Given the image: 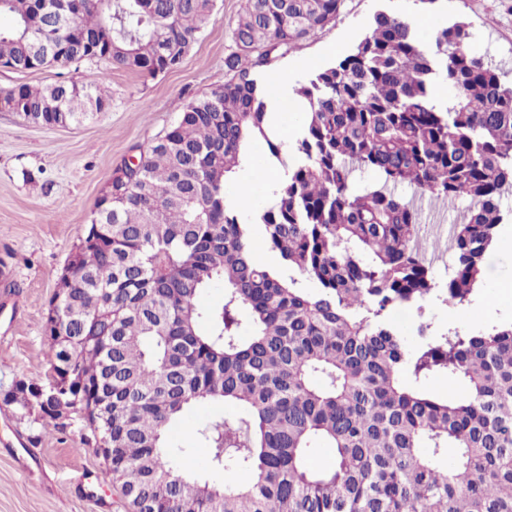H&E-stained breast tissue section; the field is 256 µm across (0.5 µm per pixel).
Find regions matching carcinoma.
<instances>
[{"label":"carcinoma","instance_id":"1","mask_svg":"<svg viewBox=\"0 0 512 512\" xmlns=\"http://www.w3.org/2000/svg\"><path fill=\"white\" fill-rule=\"evenodd\" d=\"M343 0H244L224 82L189 102L76 247L75 279L44 335L55 393L101 403L112 483L139 512H512V321L469 332L420 326L409 347L398 305L476 294L512 192V80L471 48L470 24L436 28L381 11L349 52L296 82L302 121L282 154L263 77L336 19ZM215 0H0V59L21 70L48 46L70 65L148 75L178 68ZM98 78L19 84L0 107L46 126L107 107ZM444 82L448 100L435 98ZM262 140L279 171L273 205L243 219L224 185ZM465 202L440 283L417 247L420 200ZM262 238L277 257L259 262ZM224 299L204 307L205 292ZM442 378L448 387L431 391ZM232 403L194 434L213 473L175 463L168 437L186 414ZM317 444L333 463H311ZM453 452L445 467L439 457Z\"/></svg>","mask_w":512,"mask_h":512}]
</instances>
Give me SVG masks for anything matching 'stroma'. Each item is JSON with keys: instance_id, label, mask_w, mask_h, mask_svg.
<instances>
[{"instance_id": "35a3bbf8", "label": "stroma", "mask_w": 512, "mask_h": 512, "mask_svg": "<svg viewBox=\"0 0 512 512\" xmlns=\"http://www.w3.org/2000/svg\"><path fill=\"white\" fill-rule=\"evenodd\" d=\"M243 0H217L214 14L176 70L148 76L103 63L38 71L0 68V93L19 84L45 87L100 76L106 111L79 125L45 126L0 109V395L16 381L49 382L51 359L43 342L48 300L86 227L96 202L117 169L134 151H146L178 118L185 105L224 80V56ZM429 17L441 26L471 24L472 46L512 72V0H435L421 9L414 0H345L336 19L275 59L264 75L287 104L293 84L345 55L367 35L376 12ZM264 143L252 147L224 192L239 199L248 191V210L263 207L269 184L251 186V168L264 164ZM427 315L439 327L460 330L512 320V223L501 225L484 260V281L469 305L449 312L430 304ZM224 403L189 412L169 432L180 447L182 470L211 478L209 451L193 431L213 414L236 417ZM89 430L73 417L64 430L43 432L37 410L0 402V512H127L119 487L106 476L102 457L83 445Z\"/></svg>"}]
</instances>
